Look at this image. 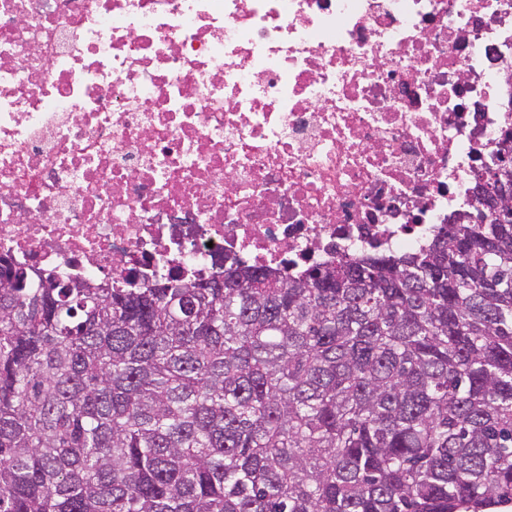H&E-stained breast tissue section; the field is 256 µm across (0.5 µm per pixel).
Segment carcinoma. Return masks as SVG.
<instances>
[{"label": "carcinoma", "instance_id": "carcinoma-1", "mask_svg": "<svg viewBox=\"0 0 512 512\" xmlns=\"http://www.w3.org/2000/svg\"><path fill=\"white\" fill-rule=\"evenodd\" d=\"M297 276L144 288L0 266V512L512 503V223Z\"/></svg>", "mask_w": 512, "mask_h": 512}]
</instances>
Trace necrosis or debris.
Returning <instances> with one entry per match:
<instances>
[{"instance_id":"4bbe7bcc","label":"necrosis or debris","mask_w":512,"mask_h":512,"mask_svg":"<svg viewBox=\"0 0 512 512\" xmlns=\"http://www.w3.org/2000/svg\"><path fill=\"white\" fill-rule=\"evenodd\" d=\"M512 0H0V260L288 274L474 221Z\"/></svg>"}]
</instances>
